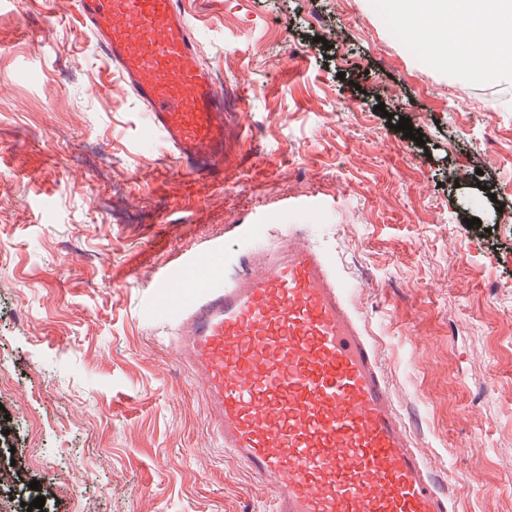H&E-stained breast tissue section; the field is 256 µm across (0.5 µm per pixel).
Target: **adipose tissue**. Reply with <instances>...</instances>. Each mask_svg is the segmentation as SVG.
<instances>
[{
    "label": "adipose tissue",
    "instance_id": "obj_1",
    "mask_svg": "<svg viewBox=\"0 0 512 512\" xmlns=\"http://www.w3.org/2000/svg\"><path fill=\"white\" fill-rule=\"evenodd\" d=\"M423 57L458 75L512 79V0H400Z\"/></svg>",
    "mask_w": 512,
    "mask_h": 512
}]
</instances>
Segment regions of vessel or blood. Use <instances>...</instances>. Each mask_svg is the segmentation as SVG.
<instances>
[{"instance_id": "obj_1", "label": "vessel or blood", "mask_w": 512, "mask_h": 512, "mask_svg": "<svg viewBox=\"0 0 512 512\" xmlns=\"http://www.w3.org/2000/svg\"><path fill=\"white\" fill-rule=\"evenodd\" d=\"M82 27L178 155L224 182L223 96L178 0H77ZM178 356L202 383L221 447L270 491L271 512H448L331 257L289 225L228 260L210 241L156 271Z\"/></svg>"}]
</instances>
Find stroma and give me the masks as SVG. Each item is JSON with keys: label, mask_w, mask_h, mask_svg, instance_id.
I'll return each mask as SVG.
<instances>
[{"label": "stroma", "mask_w": 512, "mask_h": 512, "mask_svg": "<svg viewBox=\"0 0 512 512\" xmlns=\"http://www.w3.org/2000/svg\"><path fill=\"white\" fill-rule=\"evenodd\" d=\"M179 2L224 75L220 189L177 176L74 0L0 4V512H269L151 300L171 252L282 224L338 263L452 512H512V82L365 0Z\"/></svg>", "instance_id": "obj_1"}]
</instances>
